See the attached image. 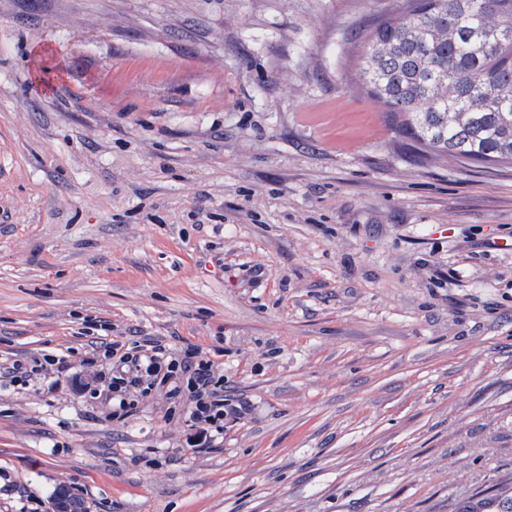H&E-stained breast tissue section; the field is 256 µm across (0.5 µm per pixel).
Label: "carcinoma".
<instances>
[{
    "instance_id": "obj_1",
    "label": "carcinoma",
    "mask_w": 512,
    "mask_h": 512,
    "mask_svg": "<svg viewBox=\"0 0 512 512\" xmlns=\"http://www.w3.org/2000/svg\"><path fill=\"white\" fill-rule=\"evenodd\" d=\"M359 66L368 94L425 153L512 163V0H406L366 36ZM52 505L85 512L63 486Z\"/></svg>"
}]
</instances>
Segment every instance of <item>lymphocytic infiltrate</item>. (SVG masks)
<instances>
[{
    "instance_id": "lymphocytic-infiltrate-1",
    "label": "lymphocytic infiltrate",
    "mask_w": 512,
    "mask_h": 512,
    "mask_svg": "<svg viewBox=\"0 0 512 512\" xmlns=\"http://www.w3.org/2000/svg\"><path fill=\"white\" fill-rule=\"evenodd\" d=\"M105 363L106 372L95 369ZM93 373L81 393L93 400L108 402L118 418L130 416L135 405L131 390L148 386L167 398L188 402L184 423L190 432L189 446L207 449L212 433L224 429V388L212 371L213 363L199 350L188 348L174 354L153 341L127 344L120 339L101 341L96 357L86 359Z\"/></svg>"
}]
</instances>
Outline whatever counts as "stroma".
<instances>
[{
    "mask_svg": "<svg viewBox=\"0 0 512 512\" xmlns=\"http://www.w3.org/2000/svg\"><path fill=\"white\" fill-rule=\"evenodd\" d=\"M405 0H0V359L197 347L224 433L0 382V512H500L512 165L368 96Z\"/></svg>",
    "mask_w": 512,
    "mask_h": 512,
    "instance_id": "stroma-1",
    "label": "stroma"
}]
</instances>
